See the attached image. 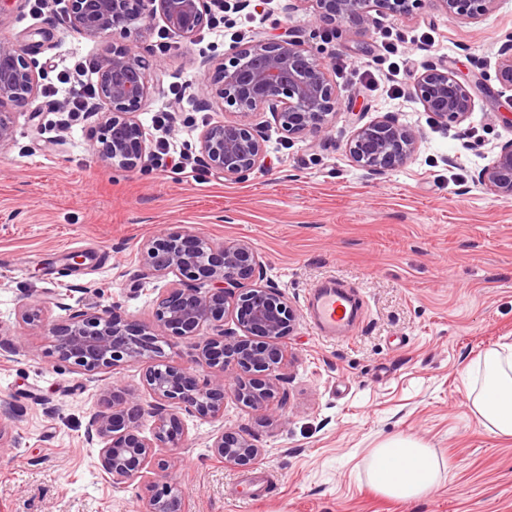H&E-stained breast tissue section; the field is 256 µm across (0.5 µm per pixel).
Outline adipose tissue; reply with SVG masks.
Listing matches in <instances>:
<instances>
[{
    "mask_svg": "<svg viewBox=\"0 0 512 512\" xmlns=\"http://www.w3.org/2000/svg\"><path fill=\"white\" fill-rule=\"evenodd\" d=\"M466 384L482 426L494 436L512 438V345L487 350L469 368ZM441 468L433 448L404 435L380 443L368 459L374 491L403 503L430 493L439 483Z\"/></svg>",
    "mask_w": 512,
    "mask_h": 512,
    "instance_id": "obj_1",
    "label": "adipose tissue"
}]
</instances>
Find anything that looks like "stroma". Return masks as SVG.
Returning a JSON list of instances; mask_svg holds the SVG:
<instances>
[{
	"label": "stroma",
	"mask_w": 512,
	"mask_h": 512,
	"mask_svg": "<svg viewBox=\"0 0 512 512\" xmlns=\"http://www.w3.org/2000/svg\"><path fill=\"white\" fill-rule=\"evenodd\" d=\"M33 30L49 35L35 54L38 110L18 108L14 140L0 149V431L10 441L0 450V512H140L137 483H113L96 468L83 432L104 392H144L146 363L79 374L20 309L67 292L73 308L113 304L150 323L156 293L135 287L138 246L180 230L249 242L300 312L273 412L231 396L224 403L225 428L249 432L264 450L258 461L224 465L209 447L213 424L185 418L173 472L184 512H512V441L485 431L465 386L469 364L512 344V201L475 181L512 140V101L497 97L495 77L498 51L512 38V0L478 22L451 20L437 0H420L412 14L353 34L315 21L304 0H236L222 27L206 26L193 41L166 34L158 18L127 38L94 39L61 10L39 14L34 0H9L0 40L22 44ZM257 32L311 45L338 107L312 148L266 123L268 166L228 181L199 163L197 138L205 124L235 115L201 87L209 61ZM125 39L165 67L138 118L151 140L168 139L171 154L192 161L184 173L147 161L103 167L90 149L98 115L59 125L78 65L95 72ZM434 62L474 89L461 124H440L408 85L383 79L396 64L414 73ZM164 109L178 122L159 132L154 117ZM385 115L413 130L419 146L398 169L375 175L351 163L346 144ZM72 254L84 256L80 268L68 266ZM328 277L363 298L351 340H323L302 315L310 284ZM400 434L445 463L439 485L416 503L368 484L370 451Z\"/></svg>",
	"instance_id": "obj_1"
}]
</instances>
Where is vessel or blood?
<instances>
[{
  "mask_svg": "<svg viewBox=\"0 0 512 512\" xmlns=\"http://www.w3.org/2000/svg\"><path fill=\"white\" fill-rule=\"evenodd\" d=\"M305 315L319 336L344 339L354 331L360 308L340 281L327 279L308 292Z\"/></svg>",
  "mask_w": 512,
  "mask_h": 512,
  "instance_id": "obj_1",
  "label": "vessel or blood"
}]
</instances>
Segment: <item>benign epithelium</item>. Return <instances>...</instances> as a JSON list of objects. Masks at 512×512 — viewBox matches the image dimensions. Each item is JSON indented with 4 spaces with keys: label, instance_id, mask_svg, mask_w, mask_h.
Segmentation results:
<instances>
[{
    "label": "benign epithelium",
    "instance_id": "7a95c632",
    "mask_svg": "<svg viewBox=\"0 0 512 512\" xmlns=\"http://www.w3.org/2000/svg\"><path fill=\"white\" fill-rule=\"evenodd\" d=\"M323 23L365 29L378 16L409 14L419 0H304ZM450 18L480 21L499 0H437ZM67 14L76 29L91 38L132 32L160 16L165 30L193 39L210 15L208 0H67ZM96 95L101 133L92 146L97 161L132 169L152 153L150 140L136 114L150 94L156 68L133 45L112 46L97 65ZM38 64L29 48L0 41V149L13 142L14 113L38 95ZM499 96L512 101V40L499 50ZM210 90L239 120L208 124L199 136L205 163L237 181L266 168L264 140L251 118L269 110L288 141L306 140L328 129L337 97L312 48L290 36L267 39L253 34L237 42L214 65ZM412 95L438 122L461 123L473 107L470 90L441 64H432L411 84ZM418 145L416 134L393 118L382 117L358 128L347 142L351 162L384 174L404 164ZM479 185L504 202L512 200V140L501 145L493 162L476 178ZM138 286L172 278L158 292L150 325L128 321L111 309L95 305L73 310L64 296L22 304L20 317L32 329L53 338L58 360L84 375L115 370L128 362L147 361L145 392L112 391L106 408L93 412L86 440L99 445L96 467L115 484L139 480L141 512H183L182 491L172 478L186 431L183 416L219 423L211 435L213 455L226 465L246 466L262 455L246 433L220 425L224 400L233 395L247 408H268L284 383L286 349L297 314L288 299L266 280L254 247L243 240L217 245L190 232H167L139 244ZM69 311L61 321L49 318V305ZM234 326H226V318ZM213 330L197 340L204 324ZM176 338L192 344L187 364L162 359V344ZM261 373L258 381L254 374ZM153 418V438L139 435L138 422ZM171 451L164 459L157 451Z\"/></svg>",
    "mask_w": 512,
    "mask_h": 512
}]
</instances>
